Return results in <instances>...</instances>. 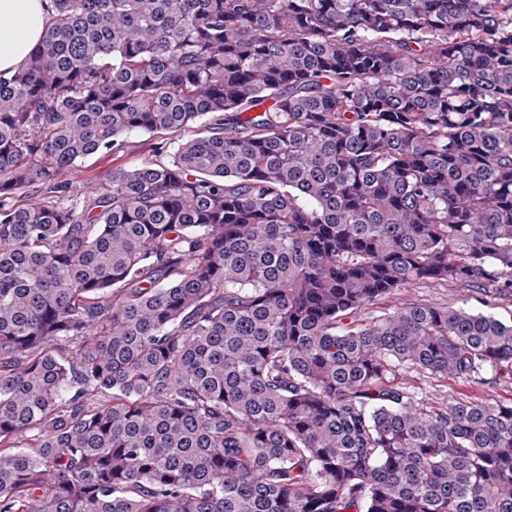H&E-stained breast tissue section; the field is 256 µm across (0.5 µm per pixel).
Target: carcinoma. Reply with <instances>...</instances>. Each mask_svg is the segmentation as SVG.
Instances as JSON below:
<instances>
[{"instance_id": "cac0c4a2", "label": "carcinoma", "mask_w": 512, "mask_h": 512, "mask_svg": "<svg viewBox=\"0 0 512 512\" xmlns=\"http://www.w3.org/2000/svg\"><path fill=\"white\" fill-rule=\"evenodd\" d=\"M48 12L0 72V512H512V404L400 381H511L512 323L376 309L512 297V0ZM129 148L126 151L109 154H97L66 168L60 174V180L73 187L89 184H105L111 181L112 171L130 169L146 160L155 158V140L142 132L128 135ZM432 301L464 308L475 313H489L509 321L512 319V298H493L456 284H416L401 289L377 306L388 309L409 300Z\"/></svg>"}]
</instances>
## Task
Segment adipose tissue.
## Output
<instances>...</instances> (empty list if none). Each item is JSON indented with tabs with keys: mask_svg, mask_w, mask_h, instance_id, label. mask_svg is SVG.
<instances>
[{
	"mask_svg": "<svg viewBox=\"0 0 512 512\" xmlns=\"http://www.w3.org/2000/svg\"><path fill=\"white\" fill-rule=\"evenodd\" d=\"M49 0H0V71L23 68L40 42Z\"/></svg>",
	"mask_w": 512,
	"mask_h": 512,
	"instance_id": "ef3b65f1",
	"label": "adipose tissue"
}]
</instances>
